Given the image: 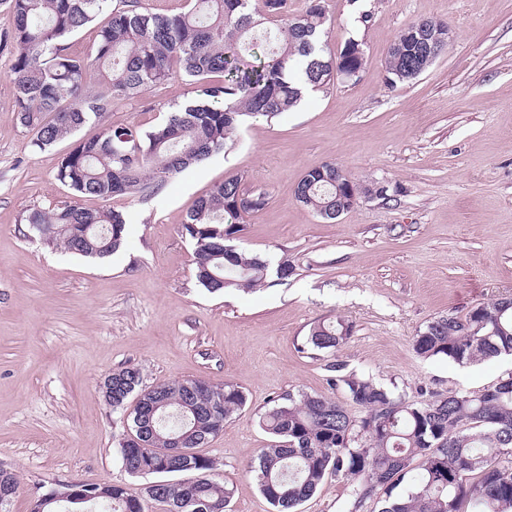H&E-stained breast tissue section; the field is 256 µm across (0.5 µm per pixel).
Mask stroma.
<instances>
[{"mask_svg": "<svg viewBox=\"0 0 512 512\" xmlns=\"http://www.w3.org/2000/svg\"><path fill=\"white\" fill-rule=\"evenodd\" d=\"M323 5L331 48L362 42L359 76L310 92L279 117L247 120L223 151L155 196L83 198L84 207L127 218L123 247L104 259L27 237V210L73 199L56 179L69 144L32 147L0 54V464L19 478L9 512H29L34 493L60 480L143 487L116 453L126 418L100 390L122 368L140 369L149 386L199 378L246 394L243 411L202 449L234 490L228 512H272L249 472L270 440L259 417L291 390L344 400L331 364L409 402L477 391L512 373L508 357L460 366L413 349L435 318L512 295V0ZM421 18L447 22V51L417 78L386 83L388 48ZM191 95L175 77L113 100L75 137L111 125L150 130ZM326 161L358 183H384L392 200L363 198L336 221L321 219L295 189ZM232 175L270 194L246 216L237 246L294 272L249 292L212 294L195 279L183 224L192 202ZM335 319L352 327L338 351L308 347L313 326ZM380 508L374 498L355 506L349 485L330 477L299 512Z\"/></svg>", "mask_w": 512, "mask_h": 512, "instance_id": "1", "label": "stroma"}]
</instances>
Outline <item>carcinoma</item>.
I'll return each mask as SVG.
<instances>
[{
    "mask_svg": "<svg viewBox=\"0 0 512 512\" xmlns=\"http://www.w3.org/2000/svg\"><path fill=\"white\" fill-rule=\"evenodd\" d=\"M0 11L12 17L11 28L0 34V52L11 57L15 112L39 150L99 119L114 99L175 76L193 85L194 96L147 132L110 126L76 141L61 157L56 178L77 197L155 195L224 149L244 118L271 120L288 112L303 88L324 87L346 71L362 70L365 61L354 40L336 52L327 49L322 0H311L298 18L289 16L288 0H190L188 10L173 14L143 0H0ZM102 15L106 22L86 56L70 55L67 40ZM447 47L446 22H414L387 51L386 81L416 78ZM340 170L325 162L296 187L297 200L327 221L336 219ZM240 188L242 178L224 179L193 202L183 225L195 245V278L210 293L249 292L270 274L266 260L232 245L244 231V217L268 204L264 191L243 202ZM24 222L44 244L83 257H108L127 237L122 212L77 202L34 210ZM350 332L342 320L322 322L306 344L334 352ZM413 349L423 359L444 357L459 366L512 355V300L436 318L414 336ZM331 368L362 415L326 396L290 391L260 416L272 441L251 473L276 512H297L329 476L350 485L357 505L381 499V512H512V373L482 390L432 392L410 403L365 374L343 375L338 363ZM112 384V411L127 410L135 399L117 448L125 471L178 479L139 492L84 483L87 498L77 503L60 486L58 500L44 512H145L148 499L165 512H226L233 489L214 479L217 461L197 449L245 407L244 392L200 379L147 386L135 368L112 372ZM406 478L408 494H393ZM17 487V475L0 469V493L10 499Z\"/></svg>",
    "mask_w": 512,
    "mask_h": 512,
    "instance_id": "obj_1",
    "label": "carcinoma"
}]
</instances>
